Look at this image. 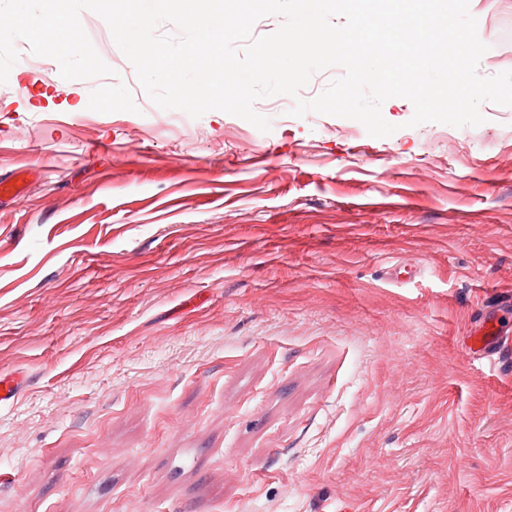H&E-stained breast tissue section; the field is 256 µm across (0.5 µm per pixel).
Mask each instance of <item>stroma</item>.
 I'll return each mask as SVG.
<instances>
[{
	"instance_id": "obj_1",
	"label": "stroma",
	"mask_w": 512,
	"mask_h": 512,
	"mask_svg": "<svg viewBox=\"0 0 512 512\" xmlns=\"http://www.w3.org/2000/svg\"><path fill=\"white\" fill-rule=\"evenodd\" d=\"M512 70V0H470ZM15 42L0 85V512H512V107L397 130L155 105ZM471 345L481 351L486 358L501 359L511 353V339L509 336L498 335L492 324H487L470 337Z\"/></svg>"
}]
</instances>
